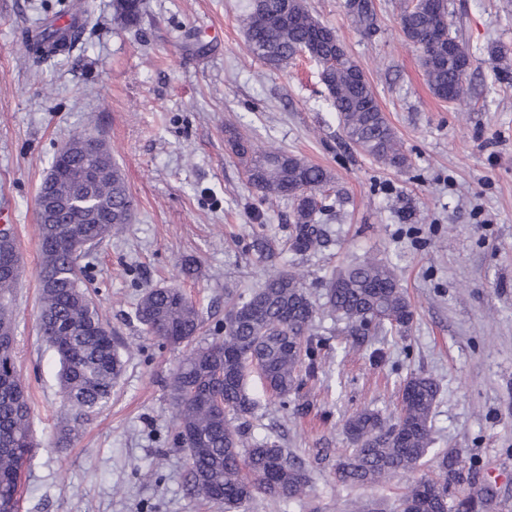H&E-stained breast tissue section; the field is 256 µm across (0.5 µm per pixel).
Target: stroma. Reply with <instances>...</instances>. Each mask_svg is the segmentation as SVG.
<instances>
[{
    "mask_svg": "<svg viewBox=\"0 0 512 512\" xmlns=\"http://www.w3.org/2000/svg\"><path fill=\"white\" fill-rule=\"evenodd\" d=\"M371 33L347 0H306L363 68L409 159L377 163L348 140L326 100L318 67L299 57L271 70L246 48L248 0H143L137 25L114 0H87L80 43L50 67L24 51L31 30L65 17L69 0H0V208L12 213L26 270L17 294V364L31 399L36 446L21 475L18 512H224L186 491L187 461L166 391L183 351L142 334L134 316L145 288L174 285L200 308L205 344L223 335L226 297L245 298L265 268L256 235L276 263L304 273L315 305L334 269L366 255L390 264L414 310L405 336L375 334L360 349L318 315L314 332L337 355L286 399L249 386V420L311 474L307 498H257L252 512H394L433 464L385 484L349 489L335 464L349 446L345 420L368 409L393 418L401 381L436 378L435 451L459 456L462 479L491 487L490 512H512V63L494 67L488 45L512 46L507 0H448L451 30L476 61L471 97L448 103L430 90L420 54L401 34L402 0H373ZM328 170L316 222L324 244H288L293 202L251 187L228 130ZM105 141L134 201L131 224L82 261L112 327L124 370L107 408L66 447L56 361L40 339L36 195L74 131ZM198 268L181 271L184 260ZM153 476H146V469Z\"/></svg>",
    "mask_w": 512,
    "mask_h": 512,
    "instance_id": "1",
    "label": "stroma"
}]
</instances>
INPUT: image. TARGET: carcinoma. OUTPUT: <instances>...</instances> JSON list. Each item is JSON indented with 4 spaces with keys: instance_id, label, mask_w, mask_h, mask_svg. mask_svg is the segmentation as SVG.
I'll return each mask as SVG.
<instances>
[{
    "instance_id": "carcinoma-1",
    "label": "carcinoma",
    "mask_w": 512,
    "mask_h": 512,
    "mask_svg": "<svg viewBox=\"0 0 512 512\" xmlns=\"http://www.w3.org/2000/svg\"><path fill=\"white\" fill-rule=\"evenodd\" d=\"M141 0H115V14L126 25L136 24ZM349 13L355 24L370 29L374 5L363 0ZM247 50L271 69H280L304 49L321 67L329 106L336 112L346 137L378 163L408 166V157L388 123L363 69L346 53L336 52L334 28L309 11L305 0H265L243 18ZM405 39L416 46L433 94L450 103L468 98V73L473 65L469 48L448 35V47L434 48L426 40L434 29L450 31L448 0H410L398 18ZM83 37L51 25L40 30L25 51L38 63L50 65ZM87 135L74 134L65 144L70 176L55 190L69 198L50 224L38 223L41 247L38 328L42 341L58 359L61 411L65 426L58 443L105 408L123 370V360L89 295L82 259L87 251L63 246L79 238L94 248L131 222L133 202L121 175L105 151L94 159V172L84 180ZM228 143L244 168L247 181L268 199L294 201L288 225L292 249L306 253L321 243L315 224L322 207L319 196L331 183L330 173L298 156L277 149L262 150L238 133ZM15 263L0 270V512L17 505L19 472L34 448L31 409L16 362L15 290L24 276L16 260L13 235L0 237V258ZM258 260L270 264L264 280L248 299L225 302L224 336L206 346L194 345L204 321L196 304L178 288L154 286L142 293L135 317L146 336L157 337L186 354L169 375L170 404L177 422L176 440L188 461L187 493L225 512H248L257 496L285 502L305 498L311 477L303 462L278 442L255 439L246 430L257 400L247 388L256 372L266 392L286 398L303 377L315 375L328 354L315 339L317 308L304 285V275L277 267L273 249ZM323 311L344 324L357 346L384 331L403 336L414 312L394 269L364 258L354 261L326 282ZM440 387L422 374L402 384L397 415L388 421L371 411L351 415L344 424L351 452L336 461V479L347 488L376 486L393 476L418 468L433 456L438 477L421 478L402 496L399 506L415 512H452L453 508L486 499L470 485L460 496L450 493L460 480L459 460L433 452L431 414Z\"/></svg>"
}]
</instances>
